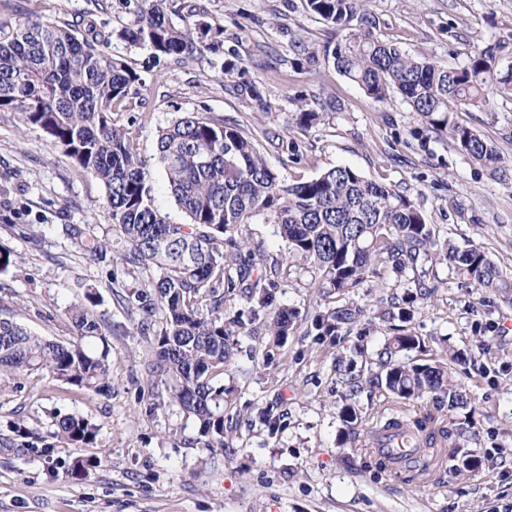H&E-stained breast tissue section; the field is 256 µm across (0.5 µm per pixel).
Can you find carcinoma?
I'll list each match as a JSON object with an SVG mask.
<instances>
[{
    "label": "carcinoma",
    "instance_id": "cac0c4a2",
    "mask_svg": "<svg viewBox=\"0 0 512 512\" xmlns=\"http://www.w3.org/2000/svg\"><path fill=\"white\" fill-rule=\"evenodd\" d=\"M306 9L347 38L324 46V60L356 83L376 102L400 94L426 129L448 138L454 148L502 177L512 161L471 128L457 112L492 105L489 90L512 97V66L497 67L502 45H489L461 67H443L431 57L413 56L374 36L376 18L366 0H304ZM133 20L119 31L89 23L42 20L36 11L13 23L0 22V109L22 113L25 123L91 174L105 189L111 230L125 244L124 260L134 272L155 270L133 292L139 314L137 335L153 349L146 364L151 395L176 404L194 420L198 440L221 452L237 449V429L224 425L234 389L224 374L234 368L241 336L268 337L286 343L300 328L296 311L279 304L278 290L286 261L249 249L241 237L248 224H276L288 254L310 265L309 287L323 296H350L380 264L396 273L423 262L449 263L472 275L480 288L499 291L512 301V276L477 247L461 249L436 239L432 225L403 192L336 166L310 178L284 182L269 166L251 136L235 124L201 112H184L158 133L157 165L170 193L188 218L173 224L154 203V174L123 122L131 85L138 75L109 48L117 38L145 46L155 63L173 57L182 64L206 51L224 53V28L184 3L183 25L172 22L167 0H124ZM355 30L349 29L352 22ZM239 95L268 109L262 83L235 82ZM69 233L82 239L93 262L106 256V241L78 226ZM436 291L419 279L399 296L382 298L386 315L405 322L414 304ZM247 309L226 315L224 303L235 298ZM355 305L317 314L311 330L334 336L356 323ZM71 340H47L15 319L0 316V380L45 375L101 397L112 396L110 347L94 309H70ZM411 333L387 339L377 353V371L367 383L385 392L382 404L361 411L355 399L363 388L358 377L345 379V404L338 417L344 437L384 473L412 472V479L436 482L444 460L458 477L478 474L485 459L467 450L476 438L470 420L472 394L457 379L459 352L418 363L404 354L421 347ZM54 437L61 448H83L95 441L97 426L77 414L55 416ZM396 431L411 441L410 453L392 462L375 445Z\"/></svg>",
    "mask_w": 512,
    "mask_h": 512
}]
</instances>
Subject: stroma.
<instances>
[{"instance_id": "1", "label": "stroma", "mask_w": 512, "mask_h": 512, "mask_svg": "<svg viewBox=\"0 0 512 512\" xmlns=\"http://www.w3.org/2000/svg\"><path fill=\"white\" fill-rule=\"evenodd\" d=\"M198 2L223 26L224 48L247 77L262 80L269 108L237 95L210 54L187 65L157 64L150 49L113 42L114 57L138 75L129 97L144 158L155 157L160 128L182 113L228 119L253 137L282 179L353 167L410 196L438 240L482 247L512 274V180L426 130L400 96L374 102L333 65L310 64L307 49L339 37L304 0ZM30 9L51 22L89 17L110 30L132 20L122 0H0V20L16 21ZM367 9L377 37L441 66H462L478 49L504 41L499 66L512 65V0H368ZM327 103L333 109L323 121L299 129V106ZM457 120L512 159V97H495L489 110L460 111ZM291 142L296 150H288ZM105 206L95 178L21 113L0 111V245L19 258L17 268L0 274V313L65 341L74 334L70 306L91 292L112 347L108 398L36 375L0 383V512H512V304L497 292L460 279L447 263H429L418 274L437 284L436 294L410 322L390 321L379 299L406 285L381 267L352 295L360 320L334 340L296 334L267 352L242 339L236 361L244 371L234 377V412L224 418L241 441L225 455L197 442L194 422L179 407L149 406L143 364L152 351L134 335V315L115 299L143 276L128 272L119 239L110 240L105 262L93 263L66 230L81 224L105 237ZM310 279L306 265L291 261L281 305L311 316L344 305L335 295L320 298ZM402 330L425 341L411 358L466 355L457 377L473 392L477 438L469 447L486 459L480 475L419 485L365 468L343 438L339 371L368 375L387 338ZM267 412L280 419L274 439ZM68 413L97 425L92 445L53 448L52 421ZM18 421L32 438L16 436ZM78 457L93 466L74 477L69 470Z\"/></svg>"}]
</instances>
